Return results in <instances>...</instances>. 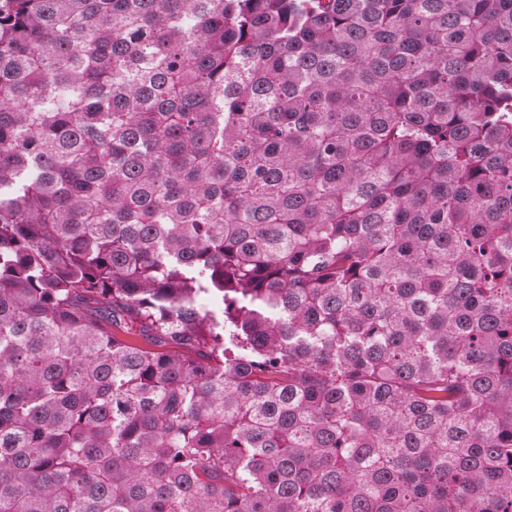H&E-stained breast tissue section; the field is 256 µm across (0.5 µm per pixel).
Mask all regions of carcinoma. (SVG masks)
<instances>
[{"label": "carcinoma", "instance_id": "obj_1", "mask_svg": "<svg viewBox=\"0 0 512 512\" xmlns=\"http://www.w3.org/2000/svg\"><path fill=\"white\" fill-rule=\"evenodd\" d=\"M0 512H512V0H0Z\"/></svg>", "mask_w": 512, "mask_h": 512}]
</instances>
